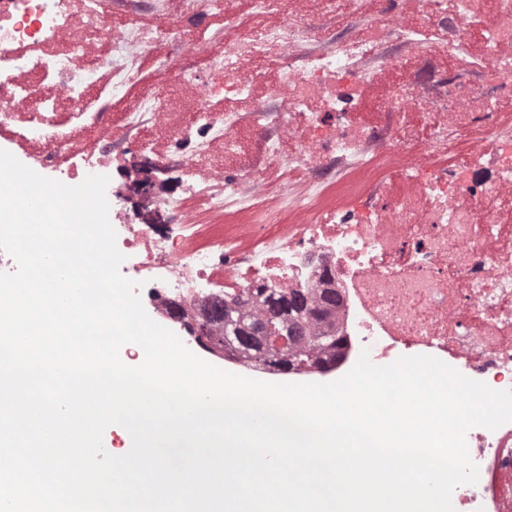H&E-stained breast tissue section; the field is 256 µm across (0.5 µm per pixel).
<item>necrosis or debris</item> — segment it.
Wrapping results in <instances>:
<instances>
[{"instance_id": "necrosis-or-debris-1", "label": "necrosis or debris", "mask_w": 512, "mask_h": 512, "mask_svg": "<svg viewBox=\"0 0 512 512\" xmlns=\"http://www.w3.org/2000/svg\"><path fill=\"white\" fill-rule=\"evenodd\" d=\"M387 4L372 0L368 26L319 45L312 16L238 28L217 50L221 83L174 72L196 90L179 121L159 87L119 131L89 110L96 71L119 76L151 42L100 0H0V145L69 186L119 177L106 196L120 271L141 282L159 325L173 299L329 278L347 339L336 375L364 350L384 366L426 354L512 390V137L499 127L512 107V0L490 13L485 0H411L414 23ZM475 31L482 64L466 84ZM271 57L272 83L260 67ZM217 94L246 113L212 111ZM462 139L471 147L455 167L432 164ZM271 163L305 172L295 224L255 205ZM133 183L148 191L131 208ZM466 441L479 479L454 490L455 512H512V422L473 427Z\"/></svg>"}]
</instances>
